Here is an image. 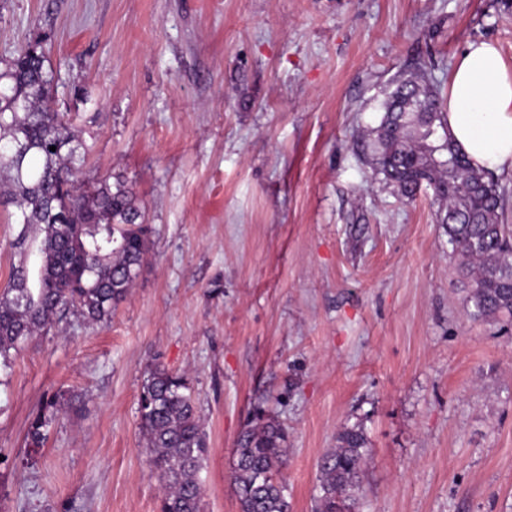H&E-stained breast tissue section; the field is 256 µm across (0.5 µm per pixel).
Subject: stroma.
I'll list each match as a JSON object with an SVG mask.
<instances>
[{
	"mask_svg": "<svg viewBox=\"0 0 512 512\" xmlns=\"http://www.w3.org/2000/svg\"><path fill=\"white\" fill-rule=\"evenodd\" d=\"M474 40L512 65V0H0V59L42 43L81 180L125 179L151 227L110 320L67 315L0 369V512H160L137 405L157 364L203 423L204 512H239L261 410L291 512L354 424L358 512H512V318L471 316L431 190L399 196L365 140L411 63L447 90ZM19 230L0 206V291ZM54 410H57V401L50 400L32 419L29 427L28 438L30 445L40 447L45 440L44 428L51 420Z\"/></svg>",
	"mask_w": 512,
	"mask_h": 512,
	"instance_id": "1",
	"label": "stroma"
}]
</instances>
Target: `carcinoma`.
I'll return each instance as SVG.
<instances>
[{
  "instance_id": "1",
  "label": "carcinoma",
  "mask_w": 512,
  "mask_h": 512,
  "mask_svg": "<svg viewBox=\"0 0 512 512\" xmlns=\"http://www.w3.org/2000/svg\"><path fill=\"white\" fill-rule=\"evenodd\" d=\"M53 72L41 42L20 51L0 71V204L15 207L17 245L40 241L37 268H15L0 294V366L11 351L72 311L90 323L111 318L138 277L148 227L126 181L77 179L86 150L52 109ZM371 130V164L407 198L422 187L438 204L437 223L448 235L459 274L471 281V315L512 316V226L501 223L498 183L471 165L445 131L443 98L423 63L395 82ZM55 151H50V147ZM57 401L32 419L28 438L39 447ZM140 429L162 489L161 512H203L198 473L208 452L201 419L183 378L157 365L138 398ZM236 448L233 477L240 512H289L288 488L278 480L287 463L288 434L256 414ZM369 458L359 426L336 434V448L319 462L315 512H352Z\"/></svg>"
}]
</instances>
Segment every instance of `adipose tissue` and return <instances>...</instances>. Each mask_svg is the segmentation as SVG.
I'll return each instance as SVG.
<instances>
[{"label": "adipose tissue", "instance_id": "1", "mask_svg": "<svg viewBox=\"0 0 512 512\" xmlns=\"http://www.w3.org/2000/svg\"><path fill=\"white\" fill-rule=\"evenodd\" d=\"M446 112L451 137L474 167L512 169V67L493 43H469L456 61Z\"/></svg>", "mask_w": 512, "mask_h": 512}]
</instances>
